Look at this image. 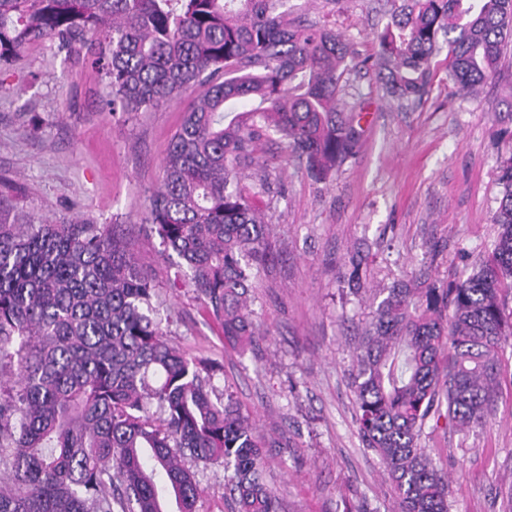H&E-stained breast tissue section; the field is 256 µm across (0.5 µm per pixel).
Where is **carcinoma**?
<instances>
[{"label": "carcinoma", "mask_w": 512, "mask_h": 512, "mask_svg": "<svg viewBox=\"0 0 512 512\" xmlns=\"http://www.w3.org/2000/svg\"><path fill=\"white\" fill-rule=\"evenodd\" d=\"M441 35L449 79L474 98L512 42V0H406L375 35L391 96L427 94ZM46 42L101 69L112 113L191 92L144 228L182 260L173 286L193 289L224 344L245 351L271 244L240 168L272 134L323 179L354 154L347 45L291 16L288 0H0V62ZM500 184L487 259L450 286L387 289L361 337L359 429L400 512H448L419 438L432 415L484 422L512 339V155ZM155 296L103 224L0 221V512H194L188 457L224 468L238 512H280L262 452L278 441L233 394L213 396L218 363L170 345Z\"/></svg>", "instance_id": "cac0c4a2"}]
</instances>
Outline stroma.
I'll return each mask as SVG.
<instances>
[{"label":"stroma","mask_w":512,"mask_h":512,"mask_svg":"<svg viewBox=\"0 0 512 512\" xmlns=\"http://www.w3.org/2000/svg\"><path fill=\"white\" fill-rule=\"evenodd\" d=\"M401 2L288 0L295 16L349 44L357 66L343 97L358 103L362 135L324 181L275 136L244 169L242 186L269 183L255 203L274 232L252 290L261 336L243 355L225 347L191 289L173 287L175 254L141 230L187 97L130 119L106 111L97 68L67 62L49 45L0 64V177L16 188L0 201V218L77 216L123 233L153 279L170 343L218 360L215 395L233 391L257 432L285 438L265 451L281 512H397L394 484L362 444L351 388L372 293L418 271L444 283L467 276L499 233L492 216L500 167L512 155V47L477 98L458 94L443 48L424 99L398 102L376 80L374 36ZM420 446L448 484V512H503L501 491L512 484V348L486 423L461 431L428 420ZM197 481L196 512H236L223 467H198Z\"/></svg>","instance_id":"1"}]
</instances>
